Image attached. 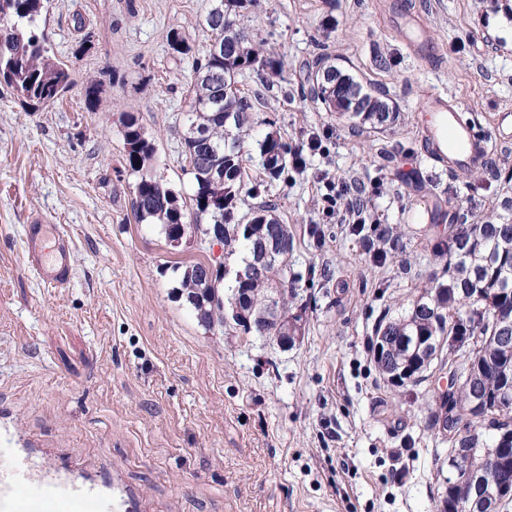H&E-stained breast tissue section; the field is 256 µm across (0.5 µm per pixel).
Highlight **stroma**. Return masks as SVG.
Wrapping results in <instances>:
<instances>
[{
    "instance_id": "obj_1",
    "label": "stroma",
    "mask_w": 512,
    "mask_h": 512,
    "mask_svg": "<svg viewBox=\"0 0 512 512\" xmlns=\"http://www.w3.org/2000/svg\"><path fill=\"white\" fill-rule=\"evenodd\" d=\"M213 0H50L44 32L70 61L75 83L55 105L30 110L0 86V394L21 433L77 460L112 463L150 512H434L446 457L430 428L447 370L392 386L369 347L395 300L423 286L444 227L466 218L512 219V0H261L241 21L285 63L260 94L263 129L291 148L329 130L324 154L303 173L261 190L291 228L292 311L301 335L283 347L198 323L176 292L174 262L239 252L195 233L167 246L136 223L133 175L123 162L124 113L156 139L160 171L192 191L181 154L187 91L210 35ZM427 25L426 62L404 44L402 17ZM190 36L173 58L164 34ZM385 88L392 129L355 134L302 96L318 54ZM100 87L87 96L88 79ZM456 97L490 145L491 170L456 178L425 155V92ZM353 179L381 221L354 232L319 219L324 177ZM47 217L73 242L69 285L47 288L28 266L24 226ZM397 235L386 258L374 247Z\"/></svg>"
}]
</instances>
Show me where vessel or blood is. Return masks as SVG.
Masks as SVG:
<instances>
[{
    "label": "vessel or blood",
    "instance_id": "b4317fda",
    "mask_svg": "<svg viewBox=\"0 0 512 512\" xmlns=\"http://www.w3.org/2000/svg\"><path fill=\"white\" fill-rule=\"evenodd\" d=\"M422 109L428 114L423 136L449 168L473 165L486 154L453 97L428 92ZM24 257L47 287H63L73 276L71 238L44 217L26 225ZM0 512H147V505L112 467L74 461L58 450L16 440L5 429L0 431Z\"/></svg>",
    "mask_w": 512,
    "mask_h": 512
}]
</instances>
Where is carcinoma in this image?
<instances>
[{
	"instance_id": "carcinoma-1",
	"label": "carcinoma",
	"mask_w": 512,
	"mask_h": 512,
	"mask_svg": "<svg viewBox=\"0 0 512 512\" xmlns=\"http://www.w3.org/2000/svg\"><path fill=\"white\" fill-rule=\"evenodd\" d=\"M49 0H0V29L9 30L0 40V84L11 88L20 101L39 108L54 104L72 86L71 66L52 51L42 25ZM259 7L260 0H215V6L202 21L211 33V41L223 46L218 56L196 59L194 80L184 115L182 156L192 177L193 193L181 199L156 171V145L133 112L123 115L122 135L125 168L136 176L133 184V214L139 223L156 224L164 235L184 227L192 234L202 220L224 225L222 243L226 248H241L247 255L263 249L269 229H278L280 237L293 243L288 225L282 223L278 206L262 200L244 216H238V204L257 190L247 187L249 177L244 163L245 140L253 136V104L243 95L240 77L250 70L260 76L262 86L272 87L273 79H284L283 61L254 38L252 31L237 19V9L245 5ZM168 50L175 57L187 55L191 46L185 33L171 28L165 33ZM329 56L316 58L308 75L307 96L331 106L328 84L320 79ZM360 101V111L343 116L354 127H387L393 116L387 112V92L372 84L353 81L346 95L336 98V107L345 108ZM260 166L268 182L286 181L293 171V151L272 131L253 139ZM293 248L277 253L260 271L244 277L233 276L231 294L221 287L230 270L216 269L209 282L200 273L206 260L185 262L174 267L179 273L178 295L185 297L200 325L241 331L244 334L277 337L254 327L256 315L277 298L279 330L288 335L299 331L300 317L291 313L295 289L288 287V268ZM443 263L425 285L407 300L405 311L397 317L385 314L374 328V347L381 357L374 358L387 377L410 369L413 381L435 360L448 367L455 378L468 375L472 384H462L435 396L432 426L439 424L442 411H450L463 421L466 436L460 442L440 437L448 448L471 449L469 469L482 472L496 459L512 465V331L502 339L497 317L512 316V223L486 219L479 224L448 225L445 247L435 254ZM502 290L498 302L486 305L480 300L482 289ZM238 298L241 314L227 320L224 298ZM454 351L446 361L445 349ZM465 494L472 512H485L474 487L451 484L443 487L436 504L437 512L453 496Z\"/></svg>"
}]
</instances>
